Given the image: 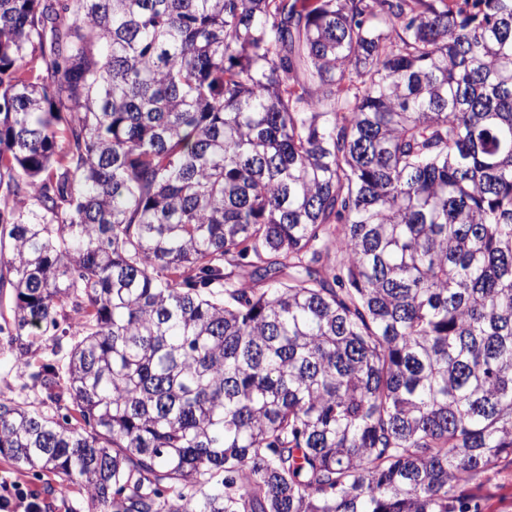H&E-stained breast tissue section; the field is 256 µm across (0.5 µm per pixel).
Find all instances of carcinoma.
Wrapping results in <instances>:
<instances>
[{"instance_id":"1","label":"carcinoma","mask_w":512,"mask_h":512,"mask_svg":"<svg viewBox=\"0 0 512 512\" xmlns=\"http://www.w3.org/2000/svg\"><path fill=\"white\" fill-rule=\"evenodd\" d=\"M0 303V455L88 512H480L512 0H0ZM27 383L30 384V381L24 366L16 363L13 358L0 356V397L17 399L20 393L23 395L26 393L29 401H33V392L29 389L22 390V386Z\"/></svg>"}]
</instances>
